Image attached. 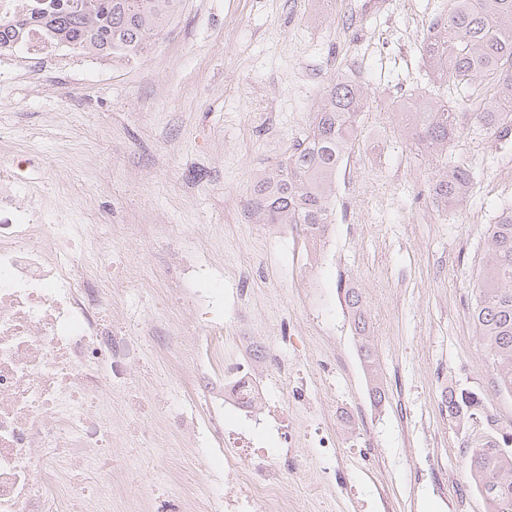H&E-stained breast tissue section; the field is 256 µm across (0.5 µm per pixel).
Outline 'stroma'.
<instances>
[{"mask_svg":"<svg viewBox=\"0 0 512 512\" xmlns=\"http://www.w3.org/2000/svg\"><path fill=\"white\" fill-rule=\"evenodd\" d=\"M450 0H183L142 57L87 49L17 59L0 81V165L33 158L29 181L63 187L93 224H120L107 261L136 256L151 277L130 287L137 333L161 315L155 288H178L181 251L198 250L223 279L224 328L252 316L279 338L288 374L306 373L307 405L289 404L303 436L290 449L284 487L291 512H489L469 456L478 440L512 434V394L501 391L471 318L484 239L512 206V138L469 124L448 157L472 167L474 188L452 210L432 195V164L405 142L397 103L432 91L422 44ZM342 72L372 103L336 178V207L321 247L255 223L256 180L278 169L308 128L328 78ZM174 225L157 245L142 225ZM360 290L385 393L374 404L341 287ZM153 345L131 371L153 400L143 419L162 430L178 378ZM480 401L471 419L449 417L448 389ZM334 445L304 430L333 412ZM146 483L187 500L205 471L173 444Z\"/></svg>","mask_w":512,"mask_h":512,"instance_id":"obj_1","label":"stroma"}]
</instances>
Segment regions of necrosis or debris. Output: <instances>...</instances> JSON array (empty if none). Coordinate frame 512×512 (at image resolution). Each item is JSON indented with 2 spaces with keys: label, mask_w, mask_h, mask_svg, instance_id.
Listing matches in <instances>:
<instances>
[{
  "label": "necrosis or debris",
  "mask_w": 512,
  "mask_h": 512,
  "mask_svg": "<svg viewBox=\"0 0 512 512\" xmlns=\"http://www.w3.org/2000/svg\"><path fill=\"white\" fill-rule=\"evenodd\" d=\"M0 176V512H112L113 478L140 483V429L122 460L112 456L113 388L141 341L123 323L117 298L133 269L104 276L112 228L73 223L69 212L22 173ZM224 329L193 331L194 371L210 393L166 411V427L197 452L224 451L227 471H247L237 512H284L282 479L270 462L289 447L283 414L261 417L259 398H279L287 384L262 387L250 368L224 359Z\"/></svg>",
  "instance_id": "4bbe7bcc"
}]
</instances>
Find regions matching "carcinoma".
I'll list each match as a JSON object with an SVG mask.
<instances>
[{
  "mask_svg": "<svg viewBox=\"0 0 512 512\" xmlns=\"http://www.w3.org/2000/svg\"><path fill=\"white\" fill-rule=\"evenodd\" d=\"M181 0H30L26 12L0 16V50L25 41L38 27L53 43L74 50L92 47L105 55H141L168 28ZM433 82L465 92L478 81L492 85V98L475 112H456L439 100L403 102L412 139L433 153L432 191L445 209L469 195L474 174L464 164H448V147L470 118L497 137L512 136V0H452L447 16L424 37ZM363 87L342 73L330 77L305 137L285 156L276 174L257 181L252 213L260 224H302L325 229L330 223L336 172L355 140L360 116L369 111ZM486 265L476 287L472 319L492 359L498 386L512 392V207L502 209L485 239ZM344 302L359 337V358L372 383L374 402L385 393L378 382L373 348L363 317L362 296L344 289ZM442 404L459 417L479 406L475 394L451 389ZM475 487L493 512H512V455L500 442L477 444L470 458Z\"/></svg>",
  "mask_w": 512,
  "mask_h": 512,
  "instance_id": "cac0c4a2",
  "label": "carcinoma"
}]
</instances>
